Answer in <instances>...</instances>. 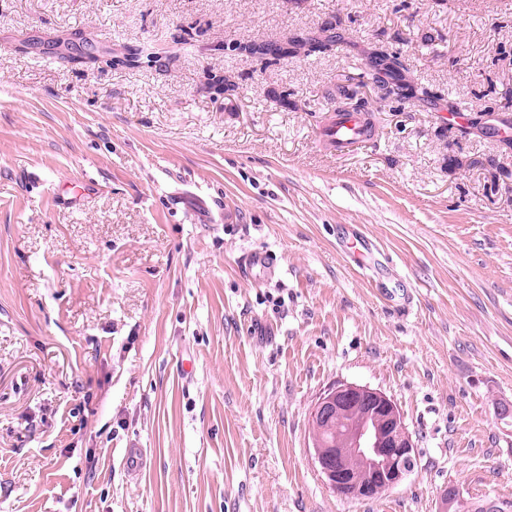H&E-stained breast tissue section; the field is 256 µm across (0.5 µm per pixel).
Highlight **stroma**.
<instances>
[{
  "mask_svg": "<svg viewBox=\"0 0 512 512\" xmlns=\"http://www.w3.org/2000/svg\"><path fill=\"white\" fill-rule=\"evenodd\" d=\"M329 19L327 54L233 48ZM372 43L439 101L383 97ZM128 47L159 60L109 66ZM211 73L237 95L205 93ZM344 84L375 131L338 157L318 133ZM450 101L488 132L448 128ZM499 169L512 0H0V512H439L451 486L512 502ZM355 231L376 269L346 253ZM252 250L273 278L243 277ZM338 384L402 411L418 459L397 488L344 500L316 468L310 411Z\"/></svg>",
  "mask_w": 512,
  "mask_h": 512,
  "instance_id": "35a3bbf8",
  "label": "stroma"
}]
</instances>
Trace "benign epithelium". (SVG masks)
Masks as SVG:
<instances>
[{"label":"benign epithelium","mask_w":512,"mask_h":512,"mask_svg":"<svg viewBox=\"0 0 512 512\" xmlns=\"http://www.w3.org/2000/svg\"><path fill=\"white\" fill-rule=\"evenodd\" d=\"M359 417L344 421L348 410ZM334 421L346 422L336 441L323 431ZM313 459L325 483L344 499H363L393 490L414 470L416 445L398 405L385 393L358 385L329 389L310 413ZM442 512H466L460 490L448 487Z\"/></svg>","instance_id":"benign-epithelium-1"}]
</instances>
